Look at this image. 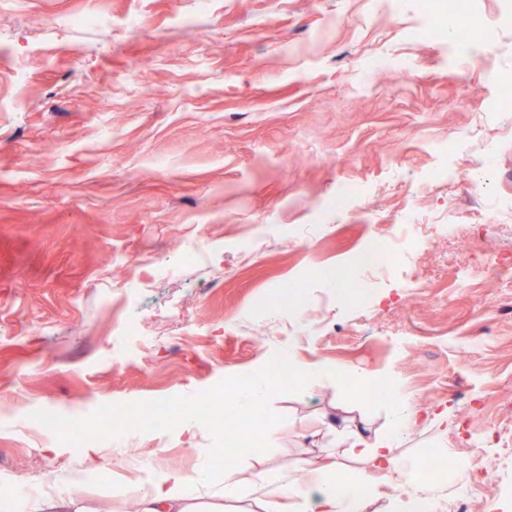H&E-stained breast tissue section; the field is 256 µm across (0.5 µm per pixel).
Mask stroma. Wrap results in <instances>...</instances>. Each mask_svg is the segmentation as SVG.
I'll use <instances>...</instances> for the list:
<instances>
[{
    "mask_svg": "<svg viewBox=\"0 0 512 512\" xmlns=\"http://www.w3.org/2000/svg\"><path fill=\"white\" fill-rule=\"evenodd\" d=\"M492 49L476 67L452 41L418 35L419 0H0V475L18 484L69 468L91 477L92 512H134L125 458L141 485L162 465L201 474L203 426L102 441L88 457L35 422L98 407L191 396L292 349L305 365L390 378L417 417L396 447L417 466L411 491L378 476L365 512L408 495L451 512L455 475L434 482L469 433L512 425V0H470ZM455 147L436 154L442 143ZM487 182L498 224L433 238L404 273L373 281V303H337L321 268L346 267L379 225L415 208L432 224H473L468 174ZM347 184L367 208L319 215ZM249 240L250 256L239 244ZM201 262L170 272L181 247ZM124 307L168 340L140 347L112 329ZM268 452L240 464L270 479L329 449L340 472L364 465L350 437L374 438L384 411L346 402L330 377L270 400ZM498 512H512V453H486Z\"/></svg>",
    "mask_w": 512,
    "mask_h": 512,
    "instance_id": "obj_1",
    "label": "stroma"
}]
</instances>
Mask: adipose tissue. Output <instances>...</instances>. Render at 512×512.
Segmentation results:
<instances>
[{
	"label": "adipose tissue",
	"mask_w": 512,
	"mask_h": 512,
	"mask_svg": "<svg viewBox=\"0 0 512 512\" xmlns=\"http://www.w3.org/2000/svg\"><path fill=\"white\" fill-rule=\"evenodd\" d=\"M408 417L407 409H400L390 429L374 442L359 435L351 446L353 455L393 476L401 487L411 484L414 477L412 468L394 453ZM303 468L310 475L307 482L286 479L275 490L253 472L231 469L223 481L214 483L202 475L191 478L178 469H159L149 488L140 493L137 512H222L221 500H233L245 492L265 504L275 493H283L293 500L294 512H364L366 502L377 491L376 485L361 475L338 481L335 468L313 457L304 459ZM88 481L85 471L74 470L28 483L0 494V512H89L84 496Z\"/></svg>",
	"instance_id": "obj_1"
}]
</instances>
